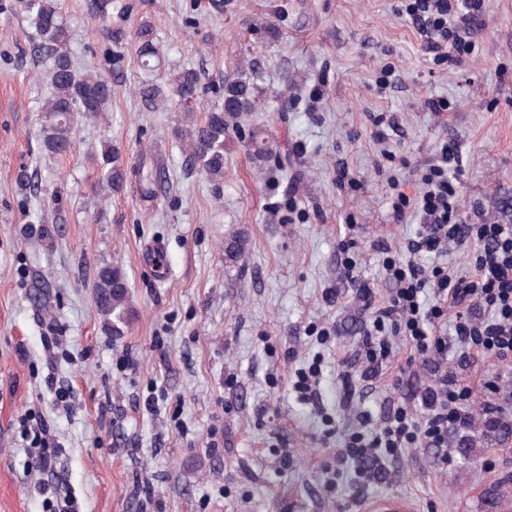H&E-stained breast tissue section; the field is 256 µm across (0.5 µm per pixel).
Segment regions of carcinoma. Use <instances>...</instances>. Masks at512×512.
<instances>
[{
    "mask_svg": "<svg viewBox=\"0 0 512 512\" xmlns=\"http://www.w3.org/2000/svg\"><path fill=\"white\" fill-rule=\"evenodd\" d=\"M0 9L25 18L35 30L34 48L43 60L50 62L48 94L44 99L41 135L45 150L63 156L74 148L75 124L85 118H96L109 111L112 101V82L122 79L123 73L111 70L79 71L72 62L68 44L67 26L58 0H6ZM136 56L146 77L139 81L138 93L147 103L156 101L161 90L150 78L159 69L160 58L151 21H143L134 33ZM167 85L169 97L187 112L194 111L201 87L199 76L192 68H183L170 74ZM261 106L258 87L240 77L224 79L219 98L206 104L202 117L192 124L185 146L188 153L211 178L224 176V138L240 131L234 121L243 112H254ZM138 176L143 197L152 198L154 189L150 177L141 169L125 168L118 151L107 146L102 152L100 181L107 190H119L127 173ZM246 246V237L232 235L224 242V256L236 260ZM97 305L101 313L122 319L128 310L129 291L124 273L118 268L105 267L96 277Z\"/></svg>",
    "mask_w": 512,
    "mask_h": 512,
    "instance_id": "cac0c4a2",
    "label": "carcinoma"
}]
</instances>
